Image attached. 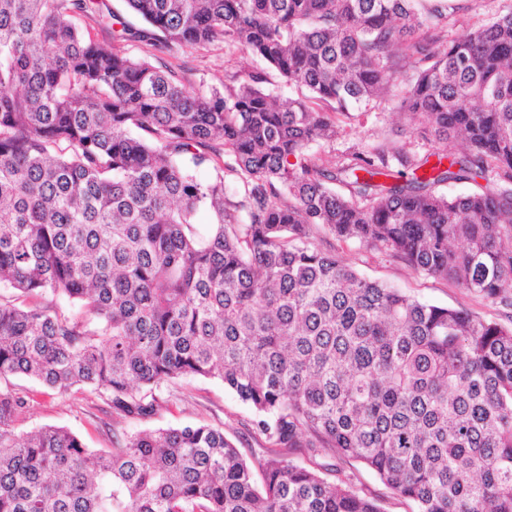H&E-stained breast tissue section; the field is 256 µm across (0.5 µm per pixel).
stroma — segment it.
<instances>
[{
  "mask_svg": "<svg viewBox=\"0 0 512 512\" xmlns=\"http://www.w3.org/2000/svg\"><path fill=\"white\" fill-rule=\"evenodd\" d=\"M510 10L512 0H472L469 9L457 15L455 25L449 26L448 35L459 37ZM154 57L157 65L171 70L197 88H219L233 74L263 71L267 74L268 89L280 100L297 99L305 94L304 89L286 84L276 72L268 70L261 58L243 55L220 45L199 49L177 48ZM340 125L336 139L321 149L325 159L331 160L383 141L419 153L434 143L426 121L410 122L406 115L384 102L371 104L365 113L356 114L354 118L342 119ZM322 247L366 276L420 301L463 307L502 323L512 321L511 310L491 307L450 282L417 274L397 259L366 250L359 243L340 241L327 234L323 237ZM7 383L31 398L30 408L20 425L24 432L45 425L61 426L76 433L88 447L108 448L116 431L140 433L207 422L223 428L225 436L234 441L245 457L259 454L264 445L263 437L252 428V410L235 394L225 390L222 383L214 380L179 379L173 387L177 400L163 405L155 415L144 419L117 415L103 398L88 392L60 394L20 376L9 377ZM338 468L340 476H354L359 487L378 499L381 512H414L411 501L393 495L374 473L360 463L342 461Z\"/></svg>",
  "mask_w": 512,
  "mask_h": 512,
  "instance_id": "stroma-1",
  "label": "stroma"
}]
</instances>
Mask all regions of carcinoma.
Listing matches in <instances>:
<instances>
[{
    "instance_id": "carcinoma-1",
    "label": "carcinoma",
    "mask_w": 512,
    "mask_h": 512,
    "mask_svg": "<svg viewBox=\"0 0 512 512\" xmlns=\"http://www.w3.org/2000/svg\"><path fill=\"white\" fill-rule=\"evenodd\" d=\"M127 3L145 27L106 0H0V379L141 417L167 383L218 380L268 448L250 463L207 423L108 450L23 434L29 401L0 388V512H381L327 479L336 456L414 512H512V323L421 302L319 243L512 307V10L450 40L456 0ZM96 28L157 53L223 44L308 95L281 103L259 72L204 91ZM374 100L463 150L313 152ZM449 181L476 191H436Z\"/></svg>"
}]
</instances>
